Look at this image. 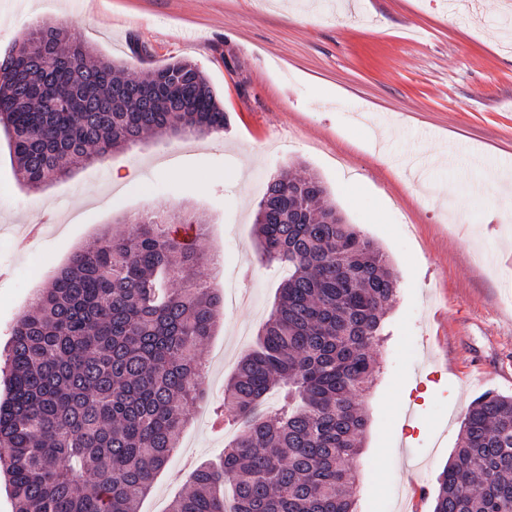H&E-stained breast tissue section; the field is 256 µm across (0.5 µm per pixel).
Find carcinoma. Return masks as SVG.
<instances>
[{
    "label": "carcinoma",
    "instance_id": "obj_1",
    "mask_svg": "<svg viewBox=\"0 0 512 512\" xmlns=\"http://www.w3.org/2000/svg\"><path fill=\"white\" fill-rule=\"evenodd\" d=\"M59 23L0 56V126L32 189L159 131H224L204 73L185 61L126 77ZM76 252L16 321L0 402V471L14 512H138L203 399L196 353L223 299L195 276L204 256L173 230L175 207L127 218ZM262 259L288 267L277 303L224 389L239 433L203 463L172 512H355L359 409L398 277L345 222L314 174L283 171L256 215ZM279 404L262 412L272 393ZM433 512H512V396L467 409Z\"/></svg>",
    "mask_w": 512,
    "mask_h": 512
}]
</instances>
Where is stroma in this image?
I'll return each mask as SVG.
<instances>
[{"instance_id": "obj_1", "label": "stroma", "mask_w": 512, "mask_h": 512, "mask_svg": "<svg viewBox=\"0 0 512 512\" xmlns=\"http://www.w3.org/2000/svg\"><path fill=\"white\" fill-rule=\"evenodd\" d=\"M0 0V55L56 21L98 52L143 66L195 64L223 104L222 136L160 133L31 190L0 130V348L53 271L128 214L172 205L202 217L197 270L224 305L200 349L206 403L184 428L139 512H169L191 465L236 432L213 410L255 344L287 268L254 235L267 181L317 175L372 238L399 289L374 348L356 512H400L399 491L437 478L471 402L512 382L471 368L461 341L512 360V25L502 0ZM149 51L140 61L135 47Z\"/></svg>"}]
</instances>
